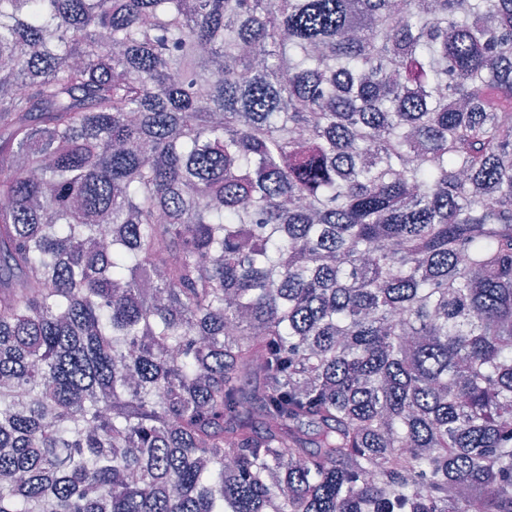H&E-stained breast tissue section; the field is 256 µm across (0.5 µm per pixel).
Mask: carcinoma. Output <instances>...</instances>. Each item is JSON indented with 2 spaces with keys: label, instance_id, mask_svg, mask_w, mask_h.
<instances>
[{
  "label": "carcinoma",
  "instance_id": "carcinoma-1",
  "mask_svg": "<svg viewBox=\"0 0 512 512\" xmlns=\"http://www.w3.org/2000/svg\"><path fill=\"white\" fill-rule=\"evenodd\" d=\"M0 512H512V0H0Z\"/></svg>",
  "mask_w": 512,
  "mask_h": 512
}]
</instances>
